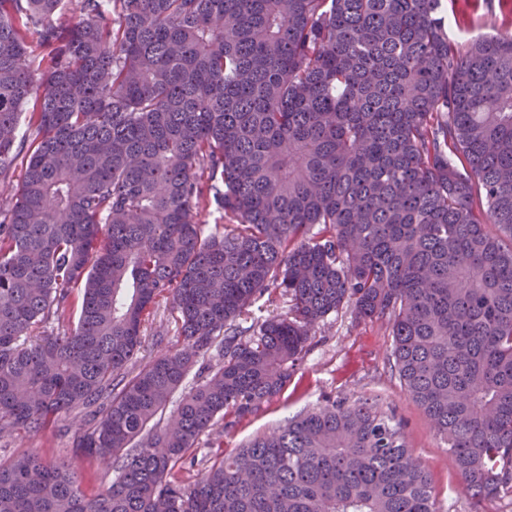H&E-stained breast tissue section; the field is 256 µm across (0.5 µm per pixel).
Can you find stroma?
Returning <instances> with one entry per match:
<instances>
[{
    "instance_id": "stroma-1",
    "label": "stroma",
    "mask_w": 512,
    "mask_h": 512,
    "mask_svg": "<svg viewBox=\"0 0 512 512\" xmlns=\"http://www.w3.org/2000/svg\"><path fill=\"white\" fill-rule=\"evenodd\" d=\"M510 23L512 0H452L448 8L450 35L463 45ZM391 344L390 332L379 320L357 318L348 307L329 316L287 389L226 429L225 449L240 447L330 401L369 399L401 420L408 446L430 476L439 512H512V499L476 501L462 492L461 477L449 464L447 441L401 386Z\"/></svg>"
}]
</instances>
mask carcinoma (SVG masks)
Here are the masks:
<instances>
[{"label":"carcinoma","mask_w":512,"mask_h":512,"mask_svg":"<svg viewBox=\"0 0 512 512\" xmlns=\"http://www.w3.org/2000/svg\"><path fill=\"white\" fill-rule=\"evenodd\" d=\"M16 164L0 441L82 423L68 457L0 460V512H437L367 401L223 448L346 306L388 325L463 492L512 498L511 28L460 46L445 0H0ZM159 297L177 341L145 361ZM84 466L116 476L89 492Z\"/></svg>","instance_id":"carcinoma-1"}]
</instances>
